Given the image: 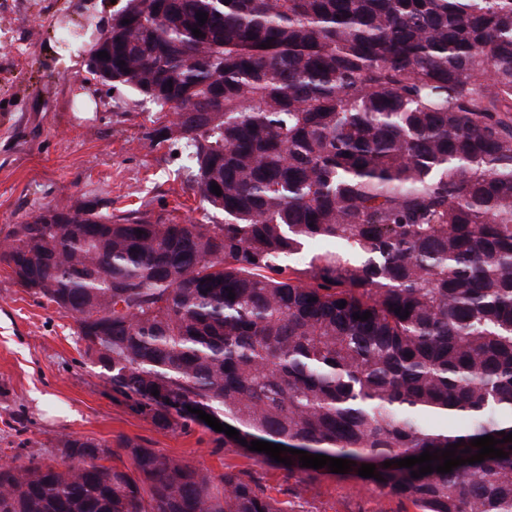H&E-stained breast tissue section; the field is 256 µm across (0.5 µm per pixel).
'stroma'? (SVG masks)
<instances>
[{
	"instance_id": "1",
	"label": "stroma",
	"mask_w": 512,
	"mask_h": 512,
	"mask_svg": "<svg viewBox=\"0 0 512 512\" xmlns=\"http://www.w3.org/2000/svg\"><path fill=\"white\" fill-rule=\"evenodd\" d=\"M113 0H0V241L27 213L86 203L119 217L143 213L220 224L179 174L180 158L148 137L154 108L124 87L94 79L85 61L57 63L62 25L97 33L112 21ZM71 317L23 290L0 263V448L22 458L55 457L71 434L112 442V463L130 459L120 442L177 456L220 475L253 477L284 512H417L354 479L326 475L306 483L258 464L201 425L162 430L112 392L74 334ZM54 399L40 404L41 395Z\"/></svg>"
}]
</instances>
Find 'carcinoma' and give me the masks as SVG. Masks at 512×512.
I'll list each match as a JSON object with an SVG mask.
<instances>
[{
  "label": "carcinoma",
  "instance_id": "cac0c4a2",
  "mask_svg": "<svg viewBox=\"0 0 512 512\" xmlns=\"http://www.w3.org/2000/svg\"><path fill=\"white\" fill-rule=\"evenodd\" d=\"M98 79L162 112L152 138L186 147L184 183L224 214L119 224L84 204L13 225L0 262L41 256L17 283L74 319L112 390L161 429L205 411L257 463L240 440L465 460L492 435L508 457L346 475L417 512H512V0H125ZM57 447L0 464V512H282L242 471Z\"/></svg>",
  "mask_w": 512,
  "mask_h": 512
}]
</instances>
